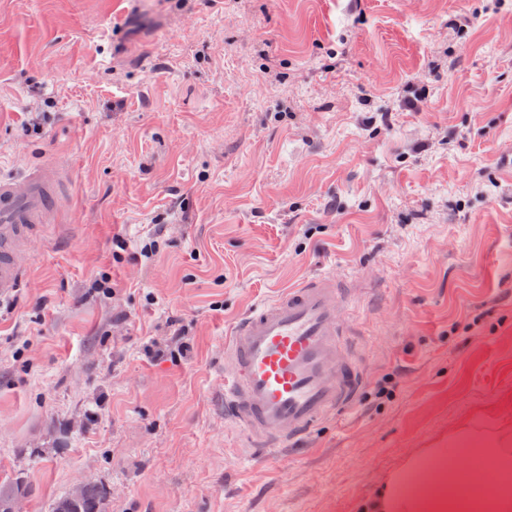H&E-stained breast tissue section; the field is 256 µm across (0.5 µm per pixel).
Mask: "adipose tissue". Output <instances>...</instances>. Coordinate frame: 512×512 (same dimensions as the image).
Masks as SVG:
<instances>
[{"instance_id": "obj_1", "label": "adipose tissue", "mask_w": 512, "mask_h": 512, "mask_svg": "<svg viewBox=\"0 0 512 512\" xmlns=\"http://www.w3.org/2000/svg\"><path fill=\"white\" fill-rule=\"evenodd\" d=\"M473 461L492 479L481 498L483 512H512V429L486 431L468 424L441 447L425 448L405 459L385 476L363 512H460L462 467ZM414 474L421 475V486L406 491Z\"/></svg>"}]
</instances>
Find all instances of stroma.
Segmentation results:
<instances>
[{"mask_svg": "<svg viewBox=\"0 0 512 512\" xmlns=\"http://www.w3.org/2000/svg\"><path fill=\"white\" fill-rule=\"evenodd\" d=\"M48 162L0 310V512H359L512 425V0H0V172ZM327 274L358 405L240 459L224 340Z\"/></svg>", "mask_w": 512, "mask_h": 512, "instance_id": "obj_1", "label": "stroma"}]
</instances>
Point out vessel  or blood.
<instances>
[{
  "instance_id": "1",
  "label": "vessel or blood",
  "mask_w": 512,
  "mask_h": 512,
  "mask_svg": "<svg viewBox=\"0 0 512 512\" xmlns=\"http://www.w3.org/2000/svg\"><path fill=\"white\" fill-rule=\"evenodd\" d=\"M65 175L36 166L0 174V300L21 278L22 258L53 223ZM351 300L322 276L260 304L224 344V413L250 448H277L353 410L365 385L363 351L346 322Z\"/></svg>"
}]
</instances>
